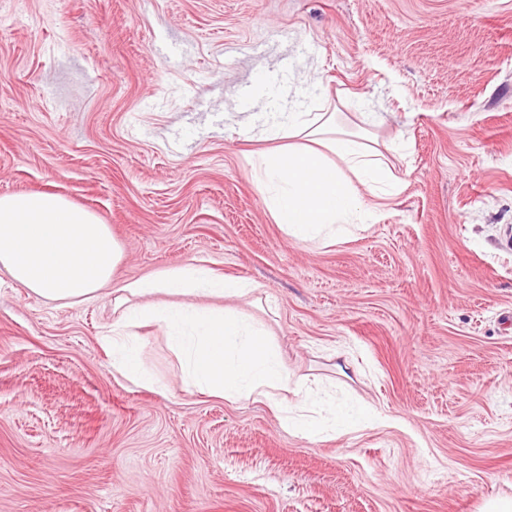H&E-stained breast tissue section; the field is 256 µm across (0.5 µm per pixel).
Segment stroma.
<instances>
[{"label":"stroma","mask_w":512,"mask_h":512,"mask_svg":"<svg viewBox=\"0 0 512 512\" xmlns=\"http://www.w3.org/2000/svg\"><path fill=\"white\" fill-rule=\"evenodd\" d=\"M373 112L401 182L301 243L251 177L289 96ZM61 195L118 281L199 263L291 373L389 425L309 442L268 405L112 370L111 296L0 280V512H480L512 497V0H0V195Z\"/></svg>","instance_id":"stroma-1"}]
</instances>
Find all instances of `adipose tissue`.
Here are the masks:
<instances>
[{"label": "adipose tissue", "instance_id": "1", "mask_svg": "<svg viewBox=\"0 0 512 512\" xmlns=\"http://www.w3.org/2000/svg\"><path fill=\"white\" fill-rule=\"evenodd\" d=\"M272 146L259 153L252 178L276 224L297 242H315L366 229L378 213L376 200L390 199L400 181L386 151L363 125L347 130L332 112L304 111L299 100L267 129ZM365 186L373 198L364 203ZM122 248L109 225L65 198L40 193L0 196V273L36 298L61 306L114 293L115 316L102 341L112 348V368L134 385L156 392L166 382L151 371L135 333L155 324L167 332L184 381L202 394L259 400L275 412L284 431L312 441L335 427L386 425L373 405L325 404L311 415L306 384L294 381L272 348L266 327L237 312L207 306V299L253 292L243 279L216 277L190 265L135 281L115 282ZM160 293L192 296L189 304L157 301Z\"/></svg>", "mask_w": 512, "mask_h": 512}]
</instances>
